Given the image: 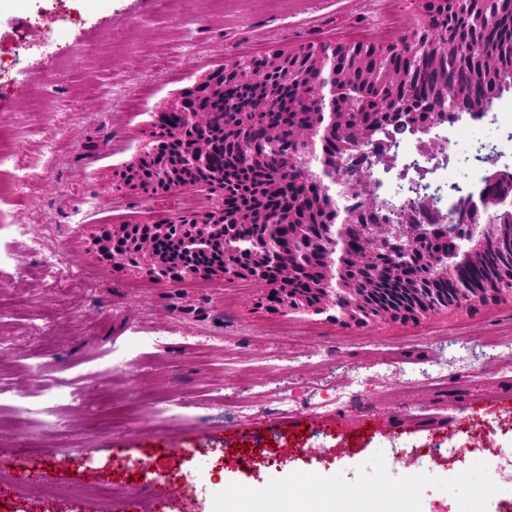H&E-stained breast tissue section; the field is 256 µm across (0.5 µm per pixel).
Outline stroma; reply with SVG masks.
I'll list each match as a JSON object with an SVG mask.
<instances>
[{
  "label": "stroma",
  "mask_w": 512,
  "mask_h": 512,
  "mask_svg": "<svg viewBox=\"0 0 512 512\" xmlns=\"http://www.w3.org/2000/svg\"><path fill=\"white\" fill-rule=\"evenodd\" d=\"M423 17L422 0H235L220 16L210 0L166 14L157 0H0V124L37 176L19 188L0 171V477L17 458L44 474L17 485L15 512H254L257 488L371 500L381 448L396 449L393 479L417 512H455L438 480L447 462L468 467L476 432L487 482L512 473V298L358 325L272 309L249 279L162 288L89 250L112 225L215 204L202 188H112L201 76L274 50L397 44ZM494 119L461 135L444 178L471 182L466 157L499 136ZM42 253L64 260L57 287ZM75 482L116 492L56 496Z\"/></svg>",
  "instance_id": "obj_1"
}]
</instances>
